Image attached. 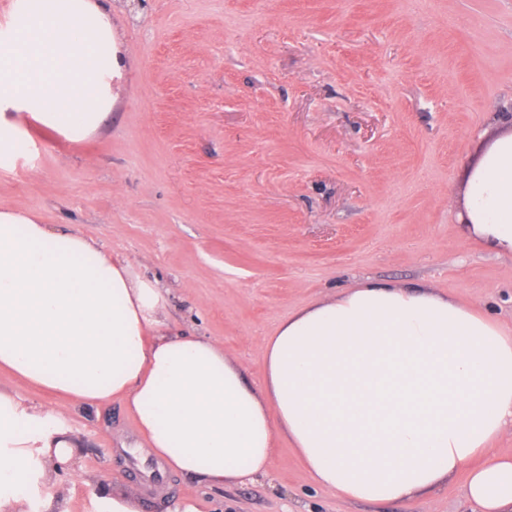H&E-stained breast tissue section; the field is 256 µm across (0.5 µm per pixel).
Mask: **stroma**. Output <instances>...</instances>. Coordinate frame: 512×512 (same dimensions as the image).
Instances as JSON below:
<instances>
[{"label": "stroma", "mask_w": 512, "mask_h": 512, "mask_svg": "<svg viewBox=\"0 0 512 512\" xmlns=\"http://www.w3.org/2000/svg\"><path fill=\"white\" fill-rule=\"evenodd\" d=\"M124 56L79 143L31 128L0 207L34 211L169 292L171 332L220 339L253 385L288 315L365 279L426 283L512 328V255L467 239L465 176L512 111V0H106ZM66 512L97 484L140 512H474L465 478L370 505L316 485L278 436L268 475L145 488L117 397L65 416Z\"/></svg>", "instance_id": "1"}]
</instances>
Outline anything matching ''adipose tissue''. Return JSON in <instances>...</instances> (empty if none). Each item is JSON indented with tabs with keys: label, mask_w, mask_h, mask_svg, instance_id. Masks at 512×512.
<instances>
[{
	"label": "adipose tissue",
	"mask_w": 512,
	"mask_h": 512,
	"mask_svg": "<svg viewBox=\"0 0 512 512\" xmlns=\"http://www.w3.org/2000/svg\"><path fill=\"white\" fill-rule=\"evenodd\" d=\"M122 59L102 0H14L0 33V167L31 155L30 125L71 143L112 110ZM468 237L512 255V130L470 169ZM169 297L128 260L30 211L0 208V369L69 407L121 398L147 451L212 486L264 475L285 434L314 482L398 502L465 475L477 512H512V330L430 285L365 282L305 306L263 343L262 385L212 337L170 333ZM65 410L0 387V512L77 454Z\"/></svg>",
	"instance_id": "ef3b65f1"
}]
</instances>
